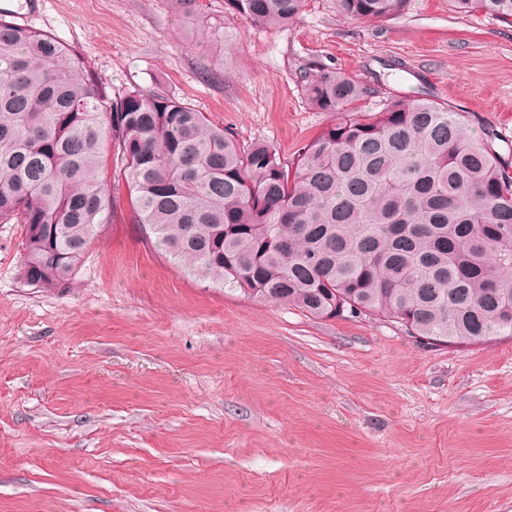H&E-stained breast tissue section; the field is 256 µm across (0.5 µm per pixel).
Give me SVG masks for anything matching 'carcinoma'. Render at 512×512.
I'll use <instances>...</instances> for the list:
<instances>
[{"mask_svg": "<svg viewBox=\"0 0 512 512\" xmlns=\"http://www.w3.org/2000/svg\"><path fill=\"white\" fill-rule=\"evenodd\" d=\"M268 29L304 0H228ZM409 0H339L384 21ZM459 14L512 23V0H452ZM308 103L341 121L295 161L168 95L114 100L59 40L0 14V223L23 225L21 275L72 279L112 198L100 173L118 152L137 223L189 276L317 318L362 312L410 336L473 344L512 338V173L491 136L427 98L391 99L351 118L371 93L333 71L302 76Z\"/></svg>", "mask_w": 512, "mask_h": 512, "instance_id": "1", "label": "carcinoma"}]
</instances>
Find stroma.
Here are the masks:
<instances>
[{
	"label": "stroma",
	"instance_id": "obj_1",
	"mask_svg": "<svg viewBox=\"0 0 512 512\" xmlns=\"http://www.w3.org/2000/svg\"><path fill=\"white\" fill-rule=\"evenodd\" d=\"M113 97L177 98L292 160L340 113L305 71L371 87L354 119L425 95L494 131L512 163V25L451 0L386 20L305 0L266 29L225 0H0ZM226 44L213 59L196 36ZM75 277L20 274L0 223V512H512V339L435 344L188 276L137 223L123 172Z\"/></svg>",
	"mask_w": 512,
	"mask_h": 512
}]
</instances>
